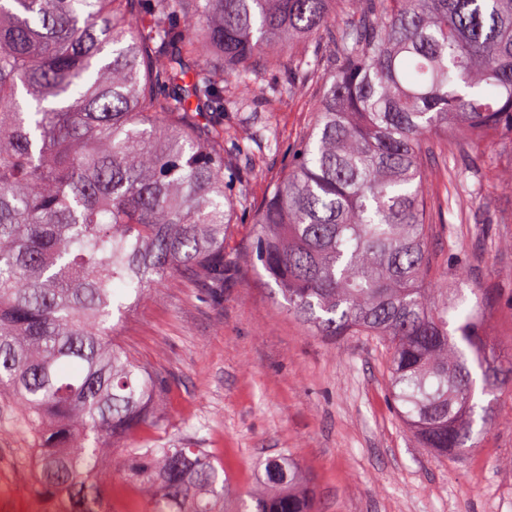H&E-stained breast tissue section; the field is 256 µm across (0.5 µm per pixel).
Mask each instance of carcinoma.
<instances>
[{
	"mask_svg": "<svg viewBox=\"0 0 512 512\" xmlns=\"http://www.w3.org/2000/svg\"><path fill=\"white\" fill-rule=\"evenodd\" d=\"M0 0V398L16 408L34 512H224V467L158 426L163 383L120 344L127 310L191 270L224 277L246 137L221 81L293 62L301 90L332 54L313 122L247 214L252 264L315 336L390 349L395 409L425 448L462 457L497 420L512 353L429 249L426 146L512 153V0ZM133 441L96 479L108 446ZM236 512H317L287 454Z\"/></svg>",
	"mask_w": 512,
	"mask_h": 512,
	"instance_id": "carcinoma-1",
	"label": "carcinoma"
}]
</instances>
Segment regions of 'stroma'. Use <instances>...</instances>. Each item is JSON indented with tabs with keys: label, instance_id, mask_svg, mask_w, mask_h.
Listing matches in <instances>:
<instances>
[{
	"label": "stroma",
	"instance_id": "stroma-1",
	"mask_svg": "<svg viewBox=\"0 0 512 512\" xmlns=\"http://www.w3.org/2000/svg\"><path fill=\"white\" fill-rule=\"evenodd\" d=\"M288 70L259 74L260 94L224 115L257 143L233 189L254 207L319 98L320 75L292 94ZM431 151L436 270L449 287L480 290L488 334L512 350V158L439 137ZM273 286L250 266L216 288L184 271L127 312L119 342L165 383L164 421L142 440L192 436L223 464L232 498L254 491L262 461L285 452L310 476L319 512H512L511 425L488 427L463 457L436 456L389 404L387 344L311 335ZM28 448L0 399V512H30Z\"/></svg>",
	"mask_w": 512,
	"mask_h": 512
}]
</instances>
